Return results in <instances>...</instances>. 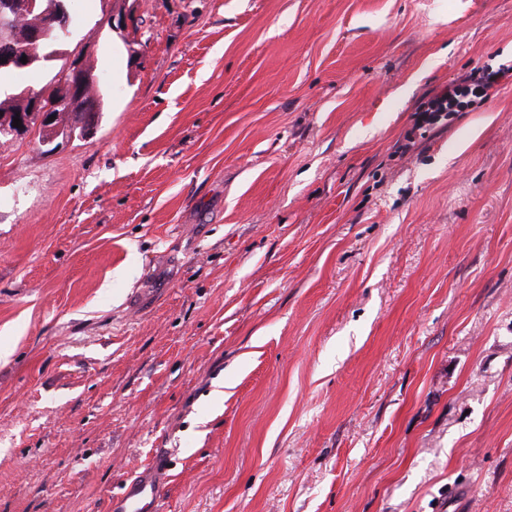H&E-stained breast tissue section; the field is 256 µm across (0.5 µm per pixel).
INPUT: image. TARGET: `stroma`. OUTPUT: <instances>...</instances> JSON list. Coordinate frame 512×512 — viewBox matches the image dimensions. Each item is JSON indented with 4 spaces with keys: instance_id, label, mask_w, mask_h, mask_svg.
Segmentation results:
<instances>
[{
    "instance_id": "1",
    "label": "stroma",
    "mask_w": 512,
    "mask_h": 512,
    "mask_svg": "<svg viewBox=\"0 0 512 512\" xmlns=\"http://www.w3.org/2000/svg\"><path fill=\"white\" fill-rule=\"evenodd\" d=\"M113 103L0 150V512H512V0H71ZM132 52L112 77L109 17ZM508 81L512 82V67L474 68L464 78L448 84L424 102L419 110V121L423 125H436L448 120L452 112L467 111L477 99L488 101L492 91ZM161 488L148 478L132 482L121 499L120 506L112 508L113 512H149L160 496Z\"/></svg>"
}]
</instances>
